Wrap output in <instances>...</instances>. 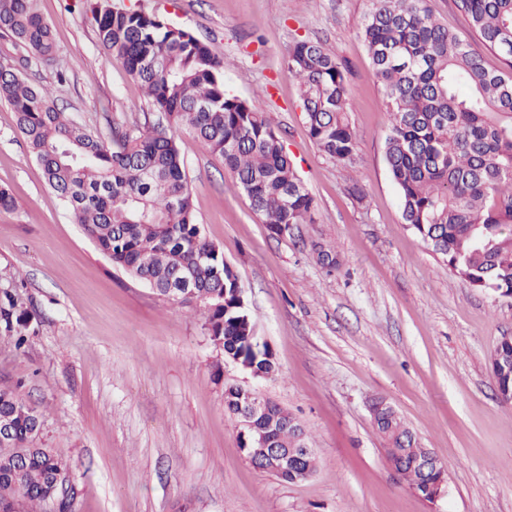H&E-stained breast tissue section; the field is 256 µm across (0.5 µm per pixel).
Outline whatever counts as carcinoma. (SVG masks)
<instances>
[{
    "instance_id": "carcinoma-1",
    "label": "carcinoma",
    "mask_w": 512,
    "mask_h": 512,
    "mask_svg": "<svg viewBox=\"0 0 512 512\" xmlns=\"http://www.w3.org/2000/svg\"><path fill=\"white\" fill-rule=\"evenodd\" d=\"M39 0H0V32L66 80ZM359 35L383 88L389 115L385 160L401 199L404 223L480 290L512 294V75L492 71L469 40L448 29L430 0H368ZM484 47L512 65V0H454ZM101 44L137 81L157 112L153 122L112 119L92 132L57 107L44 84L0 71V99L41 165L47 186L114 266L173 304H196L224 358L268 377L274 354L253 338L241 306L242 284L223 252L198 224L176 133L185 131L224 161L257 219L274 235L313 223L314 200L269 119L224 87L226 61L189 31L136 9L95 0ZM288 75L299 85L309 135L328 157L347 162L357 149L348 120L345 68L320 43L296 41ZM31 317L0 293V329L23 344ZM496 385L512 391V337L491 359ZM241 387H224V411L237 417ZM388 444L390 465L419 497L432 500L445 469L424 475L413 465L420 446L389 403L371 413ZM0 512H42L59 497L65 464L34 445L40 416L10 388H0ZM278 448H307L302 425L278 405L239 436Z\"/></svg>"
}]
</instances>
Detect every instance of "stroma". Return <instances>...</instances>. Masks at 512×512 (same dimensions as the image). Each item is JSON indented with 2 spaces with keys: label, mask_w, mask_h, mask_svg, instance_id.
Wrapping results in <instances>:
<instances>
[{
  "label": "stroma",
  "mask_w": 512,
  "mask_h": 512,
  "mask_svg": "<svg viewBox=\"0 0 512 512\" xmlns=\"http://www.w3.org/2000/svg\"><path fill=\"white\" fill-rule=\"evenodd\" d=\"M90 0H40L68 78L24 68L0 36V64L40 77L93 131L151 110L100 44ZM163 16L227 62L230 94L260 105L314 199V221L276 236L252 214L221 158L179 134L197 220L238 274L276 373L224 358L192 306L159 299L111 262L46 185L0 100V292L32 318L24 348L0 332V387L43 417L40 447L67 466L75 512H512V404L490 361L512 336V298L452 275L404 223L385 161L383 89L358 21L368 0H112ZM321 42L347 69L352 161L310 138L288 75L294 41ZM358 184L362 197L350 193ZM340 261L327 272L314 245ZM295 416L317 456L305 482L255 468L224 411L225 384ZM390 402L446 470L428 502L392 471L369 406Z\"/></svg>",
  "instance_id": "35a3bbf8"
}]
</instances>
